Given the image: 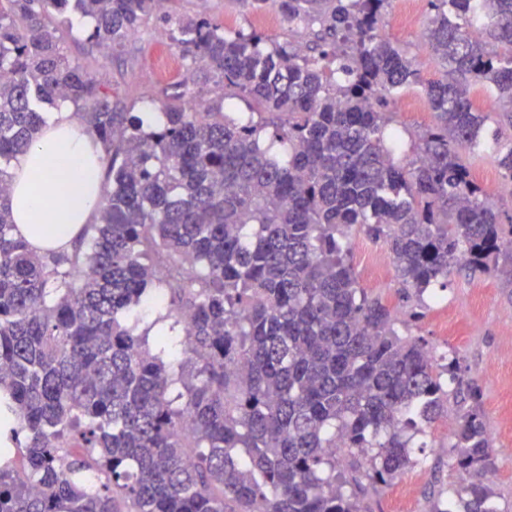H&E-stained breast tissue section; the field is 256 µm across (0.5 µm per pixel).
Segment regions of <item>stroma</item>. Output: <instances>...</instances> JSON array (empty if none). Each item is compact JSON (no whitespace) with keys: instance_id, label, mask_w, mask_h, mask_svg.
Masks as SVG:
<instances>
[{"instance_id":"obj_1","label":"stroma","mask_w":512,"mask_h":512,"mask_svg":"<svg viewBox=\"0 0 512 512\" xmlns=\"http://www.w3.org/2000/svg\"><path fill=\"white\" fill-rule=\"evenodd\" d=\"M432 10L429 0H390L382 34L415 58L424 79L440 78L430 59L423 33ZM182 18H206L232 31L257 32L278 42L312 44L315 30L292 27L273 9L251 10L241 0H169L164 12L153 15L122 51L106 52L88 41L90 24L67 10L52 11L51 27L62 36L69 56L96 77L105 79L115 97L135 113L160 111L167 93L179 83L205 101L223 96L221 86L184 59L170 39ZM414 108H407V100ZM391 125L404 149H411L419 132L433 121L421 89L398 95L390 107ZM380 242L357 240L352 262L361 288L395 308L396 326L407 336L423 338L436 354L458 358L461 373L478 385L480 404L495 449L492 487L499 503L512 505V298L497 278L453 274L446 290L425 299L419 311L398 303L394 270L383 281L371 278L368 264L374 253L385 252ZM458 425L456 408L415 437L414 467L391 485L368 488L364 503L371 512H432L437 501L452 497L459 486L449 465L448 451Z\"/></svg>"}]
</instances>
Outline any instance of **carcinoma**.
<instances>
[{
	"label": "carcinoma",
	"instance_id": "obj_1",
	"mask_svg": "<svg viewBox=\"0 0 512 512\" xmlns=\"http://www.w3.org/2000/svg\"><path fill=\"white\" fill-rule=\"evenodd\" d=\"M243 2L319 26L311 47L268 50L178 20L183 56L256 106L246 123L182 83L156 121L126 112L48 25L68 9L120 51L160 0H0V409L27 473L0 448V512H369L365 484L414 464L450 382L464 495L434 512H500L480 389L396 333L351 254L361 236L383 242L405 306L455 271L512 294V224L463 159L488 154L512 182V0H431L433 81L381 35L389 0ZM415 86L434 124L403 162L389 105ZM60 99L109 166L98 223L41 256L14 235L7 196ZM157 294L184 325L177 364L164 329L153 352L125 323Z\"/></svg>",
	"mask_w": 512,
	"mask_h": 512
}]
</instances>
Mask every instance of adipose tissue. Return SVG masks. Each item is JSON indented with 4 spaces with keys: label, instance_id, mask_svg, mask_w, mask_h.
Here are the masks:
<instances>
[{
    "label": "adipose tissue",
    "instance_id": "ef3b65f1",
    "mask_svg": "<svg viewBox=\"0 0 512 512\" xmlns=\"http://www.w3.org/2000/svg\"><path fill=\"white\" fill-rule=\"evenodd\" d=\"M103 155L69 101H59L12 171V220L31 248L71 250L83 226L97 222Z\"/></svg>",
    "mask_w": 512,
    "mask_h": 512
}]
</instances>
